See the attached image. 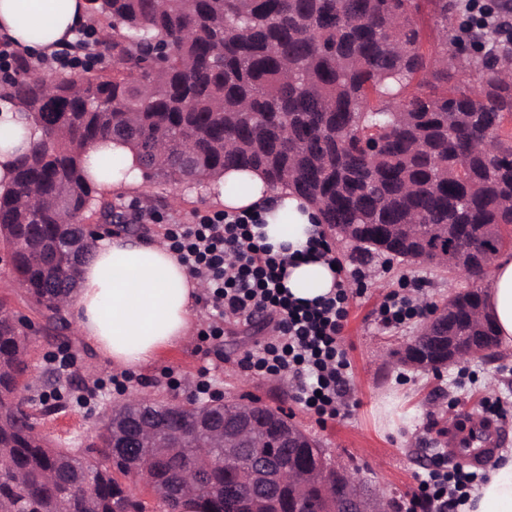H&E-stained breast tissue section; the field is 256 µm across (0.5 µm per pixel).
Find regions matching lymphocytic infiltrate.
<instances>
[{"label": "lymphocytic infiltrate", "mask_w": 512, "mask_h": 512, "mask_svg": "<svg viewBox=\"0 0 512 512\" xmlns=\"http://www.w3.org/2000/svg\"><path fill=\"white\" fill-rule=\"evenodd\" d=\"M258 218L243 212H218L168 231L171 249L192 277L208 285L205 305L212 316L209 333L223 335L226 315L248 320L267 314L276 338L256 343L246 364L266 374H288L296 380L294 399L317 415H339L348 390L350 363L338 338L347 316L349 299L344 282L334 296L305 306L281 291L286 260L261 243L254 232ZM485 477L476 471L449 467L436 457L401 505L402 512H459L475 485Z\"/></svg>", "instance_id": "1"}]
</instances>
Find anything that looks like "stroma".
I'll list each match as a JSON object with an SVG mask.
<instances>
[{
	"instance_id": "obj_1",
	"label": "stroma",
	"mask_w": 512,
	"mask_h": 512,
	"mask_svg": "<svg viewBox=\"0 0 512 512\" xmlns=\"http://www.w3.org/2000/svg\"><path fill=\"white\" fill-rule=\"evenodd\" d=\"M108 199L116 206L135 200L157 213L158 223L136 227L137 237L154 241L163 239L168 224H185L224 209L218 193L209 188L188 189L156 180L113 191ZM330 243L345 269L361 266L368 276L350 290L340 334L350 362L346 407L343 415L323 423L295 402L294 379L246 369L245 354L272 334L264 319L245 324L227 318L223 336L214 338L207 334V309L196 304L195 332L189 342L162 349L145 366L124 373L104 363L73 331L46 336L42 318L22 301L9 267L0 263V298L32 322L30 392L49 395L57 406L54 413L38 419V429L62 447L86 448L95 440L106 408L134 394L189 403L196 398L199 372L207 367L211 398L240 403L256 399L284 410L321 443L335 466L358 467L360 481L378 487L393 507L416 491L435 454L447 447L450 430L463 412L479 413L487 402L503 400L508 413L501 425L507 442L501 451L512 452V349L498 351L491 360L451 365L437 374L394 366L388 362L389 352L415 336L424 318L418 315L390 328L375 320V311L388 294L403 295L416 286L422 303H438L449 293L472 287V280L426 262L406 263L384 255L362 265L353 244L335 237ZM64 356L71 359L65 368L58 363Z\"/></svg>"
}]
</instances>
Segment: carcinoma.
Listing matches in <instances>:
<instances>
[{
	"mask_svg": "<svg viewBox=\"0 0 512 512\" xmlns=\"http://www.w3.org/2000/svg\"><path fill=\"white\" fill-rule=\"evenodd\" d=\"M111 30L102 48L112 64L79 75L32 72L28 60L6 82L40 122L43 136L17 160L14 184L0 195V245L25 300L64 328L60 307L91 246L77 253L65 221L115 216L95 195L80 150L112 138L136 153L143 169L175 185L201 186L226 169L260 171L273 187L312 203L334 235L362 257L391 252L480 279L512 228V0L473 17L472 0H90ZM434 5L436 42L423 41L418 16ZM465 19L448 32V19ZM462 39L488 43L485 54L457 61ZM475 86L462 85L469 70ZM418 93H410L412 86ZM66 101L45 119L47 99ZM478 288L443 300L448 314L425 339L406 343L404 363L438 365L448 348L495 347ZM30 342L0 299V512H146L128 487L126 449L112 430L84 449L108 467L53 446L36 430L48 401L22 395ZM132 412L161 434L191 430L192 415L146 397ZM283 418L268 409L253 424L261 458L305 468L299 487L280 486L263 503L246 490L244 466L224 469L220 448H138L163 512L194 497L204 512H333L356 479L327 466L320 443L304 436L281 448ZM209 467L185 489L190 465Z\"/></svg>",
	"mask_w": 512,
	"mask_h": 512,
	"instance_id": "carcinoma-1",
	"label": "carcinoma"
}]
</instances>
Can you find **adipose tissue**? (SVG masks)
Here are the masks:
<instances>
[{"mask_svg":"<svg viewBox=\"0 0 512 512\" xmlns=\"http://www.w3.org/2000/svg\"><path fill=\"white\" fill-rule=\"evenodd\" d=\"M87 0H0V32L24 54H51L85 20ZM42 135L33 116L9 94L0 95V193L12 187L15 159ZM88 176L100 191L134 184L141 167L133 151L100 140L82 152ZM227 213H258L261 233L289 258L285 287L293 299L311 302L336 289L337 272L326 259L302 257L321 230L320 215L292 190L272 188L255 170H228L215 181ZM204 288L163 242L135 237L102 240L81 266L79 288L69 305L81 341L112 366L135 369L157 351L185 341ZM485 310L500 345L512 347V257L498 256L485 294ZM466 512H512V459L491 469L465 506Z\"/></svg>","mask_w":512,"mask_h":512,"instance_id":"adipose-tissue-1","label":"adipose tissue"}]
</instances>
